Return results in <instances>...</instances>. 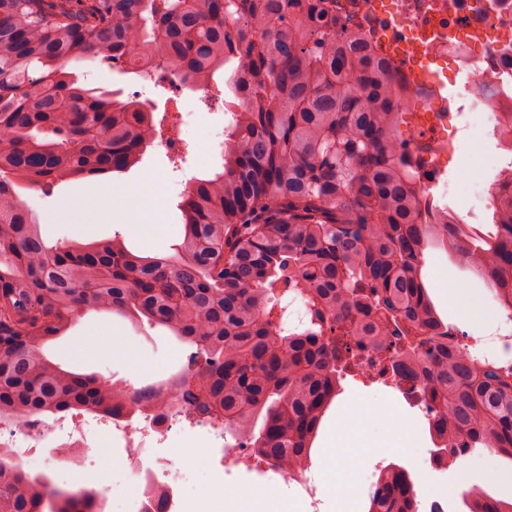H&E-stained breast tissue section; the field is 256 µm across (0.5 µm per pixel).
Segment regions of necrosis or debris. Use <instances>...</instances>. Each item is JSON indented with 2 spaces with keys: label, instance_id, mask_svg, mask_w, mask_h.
Here are the masks:
<instances>
[{
  "label": "necrosis or debris",
  "instance_id": "necrosis-or-debris-1",
  "mask_svg": "<svg viewBox=\"0 0 512 512\" xmlns=\"http://www.w3.org/2000/svg\"><path fill=\"white\" fill-rule=\"evenodd\" d=\"M337 30L360 31L379 48L400 83L409 85L407 101L416 120L409 146L427 171L421 186L433 192L449 157H460L450 99L478 107L485 128L501 131L512 114V0H334ZM84 416L42 421L21 419L0 425V447L16 449L15 459L33 467L44 440L54 450L71 449L85 459ZM99 434L121 439L126 464L134 474L141 512L156 496L171 500V485L161 480L146 445L170 443L179 432L177 416L143 412L134 425L97 417Z\"/></svg>",
  "mask_w": 512,
  "mask_h": 512
}]
</instances>
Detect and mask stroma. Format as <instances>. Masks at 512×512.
Masks as SVG:
<instances>
[{
	"label": "stroma",
	"mask_w": 512,
	"mask_h": 512,
	"mask_svg": "<svg viewBox=\"0 0 512 512\" xmlns=\"http://www.w3.org/2000/svg\"><path fill=\"white\" fill-rule=\"evenodd\" d=\"M78 75L84 76L90 86L114 90L121 97L137 96L150 100L157 117L165 124H177L187 128L190 139L207 140L220 145L224 140L223 106H207L208 96L218 94L230 97L227 74H216L207 86L183 88L181 96H174L168 83L143 78L125 72L122 67L97 64L88 68L77 67ZM464 137L462 156L449 159L443 177L448 182L446 202L454 212L464 217L467 224L489 234L494 232L493 212L486 209L481 192V181L497 164L496 154L479 113L468 112L462 117ZM220 156L200 158L193 149L180 151L172 156L157 148H148L140 162L128 172L94 178L89 181H61L53 191L43 193L24 189L20 196L36 212L46 242L56 243L73 239L80 242L100 241L121 233L125 243L145 256L169 249L183 231L178 204L186 186L193 178L203 177L220 166ZM156 180L157 215L151 223L157 224L156 234L144 236L136 231L133 216L123 213L118 203L112 201L110 192L120 187L134 186L145 178ZM71 197H84L95 211L94 219L84 223H72L61 211L63 202ZM447 271L458 281L472 285L479 293L489 319L481 324L467 325L469 335H489L492 322L498 317V308L491 299L486 282L464 269L459 261L440 250L426 253L423 266L425 278L437 272ZM112 328L125 341L135 346L144 364L143 370H133L123 359L100 347L86 345L87 336ZM183 356L190 354L188 345L180 344L163 328L133 327L128 319L112 312H90L82 315L50 349L52 358L67 369L78 373H96L112 380L135 379L144 386L167 378L182 369L181 359H175L174 350ZM183 454L180 463L169 466L173 483L184 487L189 495L201 493V471L218 477L224 486L235 488L245 484L255 486L286 485L288 492H295V484L285 483L280 472L264 465L227 469L220 440L195 427H185L177 442ZM433 441L414 449L411 454L401 455L390 448H354L351 451L335 449V456L351 454L360 463L354 479L350 498L352 512H366L367 495L376 467L396 464L412 476L419 500L420 512H467L461 492L454 488L450 471L435 469L431 454ZM465 465L469 471V485L480 488L490 495L512 498V460L489 451L478 449L467 455ZM43 476L52 485L71 489L105 490L108 501L104 512H138L133 477L125 465L123 442H104L95 456L89 457L85 466L70 460L53 462L43 469Z\"/></svg>",
	"instance_id": "stroma-1"
}]
</instances>
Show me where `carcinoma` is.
<instances>
[{"instance_id":"carcinoma-1","label":"carcinoma","mask_w":512,"mask_h":512,"mask_svg":"<svg viewBox=\"0 0 512 512\" xmlns=\"http://www.w3.org/2000/svg\"><path fill=\"white\" fill-rule=\"evenodd\" d=\"M0 0V423L71 410L158 411L219 421L275 469L307 468L349 371L428 400L436 458L482 448L512 460V363H482L437 313L422 269L442 249L512 311V168L483 235L421 188L397 137L409 88L359 33L336 39L329 0ZM161 69L202 87L232 68L237 123L221 169L182 196L170 252L119 236L48 244L18 189L131 168L162 136L139 98L79 81L71 66ZM298 293L311 326L288 328ZM112 311L195 346L184 372L128 393L45 353L83 313ZM373 354L370 372L360 353ZM469 512H512L478 488ZM93 490L56 488L0 449V512H103ZM367 512H419L415 484L379 469Z\"/></svg>"}]
</instances>
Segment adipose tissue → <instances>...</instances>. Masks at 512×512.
I'll list each match as a JSON object with an SVG mask.
<instances>
[{
	"label": "adipose tissue",
	"mask_w": 512,
	"mask_h": 512,
	"mask_svg": "<svg viewBox=\"0 0 512 512\" xmlns=\"http://www.w3.org/2000/svg\"><path fill=\"white\" fill-rule=\"evenodd\" d=\"M431 285L446 296L449 307L463 321L485 318L486 312L469 285L453 281L445 273L435 276ZM354 437L367 444L382 443L389 448H417L421 445L416 429L404 420L395 403L384 394L357 399L345 405L335 424L328 426L325 444L330 448H345ZM203 483L214 492L223 493L227 512H288L279 488L257 490L244 486L227 491L213 477L204 478Z\"/></svg>",
	"instance_id": "obj_1"
}]
</instances>
